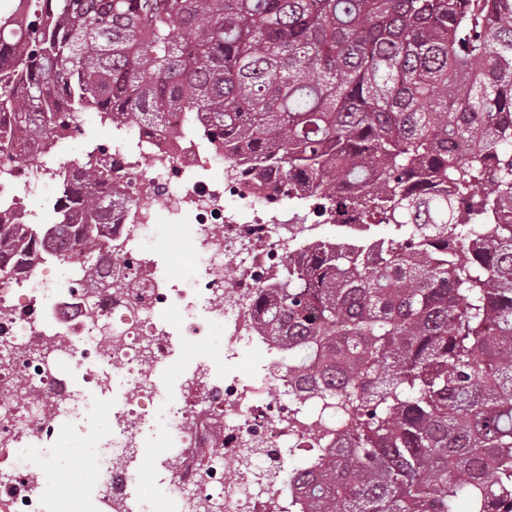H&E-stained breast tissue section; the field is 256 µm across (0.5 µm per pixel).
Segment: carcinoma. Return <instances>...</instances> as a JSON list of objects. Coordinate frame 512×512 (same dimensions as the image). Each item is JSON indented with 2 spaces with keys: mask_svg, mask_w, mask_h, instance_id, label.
Here are the masks:
<instances>
[{
  "mask_svg": "<svg viewBox=\"0 0 512 512\" xmlns=\"http://www.w3.org/2000/svg\"><path fill=\"white\" fill-rule=\"evenodd\" d=\"M0 20L3 165L66 143L70 113L169 112L257 183L397 235L319 243L251 303L307 386L306 512H512V0H27ZM125 201L79 168L56 223L91 240Z\"/></svg>",
  "mask_w": 512,
  "mask_h": 512,
  "instance_id": "carcinoma-1",
  "label": "carcinoma"
}]
</instances>
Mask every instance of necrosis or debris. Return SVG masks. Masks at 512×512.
Listing matches in <instances>:
<instances>
[{"label": "necrosis or debris", "mask_w": 512, "mask_h": 512, "mask_svg": "<svg viewBox=\"0 0 512 512\" xmlns=\"http://www.w3.org/2000/svg\"><path fill=\"white\" fill-rule=\"evenodd\" d=\"M185 115L171 112L157 129L113 127L109 140L86 144L83 124L71 125L80 146L77 163L34 169L0 165V222L50 223L27 204L36 189L61 186L75 165L101 163L127 184L133 205L113 211L110 228L92 247L71 238L62 257L44 254L37 267L0 268V512H53L52 503L76 499L74 488L49 497L38 470H50L51 449L90 410L85 385L123 390L125 404L112 416V436L90 459L100 473L102 512H303V492L289 478L288 462H311V419L299 411L304 397L284 379L277 348L261 336L247 307L258 287L297 263L328 216L312 206L296 211L274 189L256 192L252 177L224 171V155L184 131ZM235 197L249 217L226 206ZM173 223L191 217L182 273L172 276L155 259L161 228L158 209ZM237 268L235 288L224 270ZM126 280V289L115 280ZM198 346L223 340L225 360L244 346L265 350L252 382L196 362L183 374L180 397L162 384L176 352V336ZM276 393H269L270 381ZM161 423L164 450L153 465L164 490L156 510L143 492L140 433ZM40 449L33 469L27 451Z\"/></svg>", "instance_id": "necrosis-or-debris-1"}]
</instances>
